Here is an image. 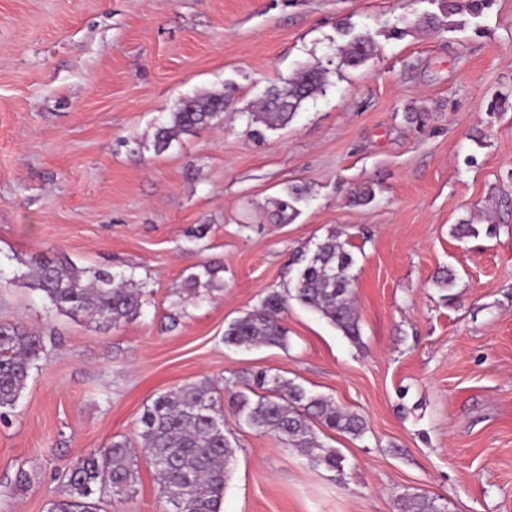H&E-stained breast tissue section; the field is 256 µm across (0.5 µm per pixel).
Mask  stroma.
<instances>
[{
  "label": "stroma",
  "instance_id": "stroma-1",
  "mask_svg": "<svg viewBox=\"0 0 512 512\" xmlns=\"http://www.w3.org/2000/svg\"><path fill=\"white\" fill-rule=\"evenodd\" d=\"M441 0H0V323L52 334L0 422V512H46L78 458L134 436L184 382L224 392L265 370L368 422L325 431L342 469L309 466L225 415L237 448L222 512H512V0L417 28ZM370 33L366 65L250 136L270 82ZM230 90L210 125L156 152L179 102ZM500 111H492L494 103ZM308 193L282 223L272 201ZM371 202L355 204V190ZM475 236L457 240L454 225ZM336 230L352 253L362 342L290 303L287 347L226 346L228 323L287 288L296 255ZM142 286L139 316L103 331L30 288L36 260ZM453 272L440 294L436 277ZM141 465L106 512H161ZM442 498L426 494H400L396 505L400 512H446Z\"/></svg>",
  "mask_w": 512,
  "mask_h": 512
}]
</instances>
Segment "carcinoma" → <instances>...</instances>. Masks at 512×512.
I'll use <instances>...</instances> for the list:
<instances>
[{"label":"carcinoma","instance_id":"obj_1","mask_svg":"<svg viewBox=\"0 0 512 512\" xmlns=\"http://www.w3.org/2000/svg\"><path fill=\"white\" fill-rule=\"evenodd\" d=\"M493 0H446V14L464 9L475 14ZM370 35H357L344 48L337 67L358 68L373 56ZM328 68L317 63L300 70L282 84H274L250 112L251 121L269 129L287 125L303 103L327 92ZM231 101L220 92L183 99L170 123L158 128L154 147L165 151L179 135L219 118ZM307 194L290 186L276 201L277 216L292 219ZM354 265L334 231L302 254L296 275L283 291H273L261 305L228 324L224 343L237 348L262 345L284 347L287 330L282 324L289 302L295 300L318 313L354 343L361 327L354 302ZM30 287L43 293L56 310L83 314L108 329L140 314L142 291L131 277L108 269H80L66 260L35 263ZM51 337L19 323H0V416L13 409L27 387L32 370L49 353ZM241 426L270 433L293 448L312 466L338 469L344 461L314 430L322 427L361 439L369 431L364 417L331 399L315 395L302 385L265 371L245 379L243 388L228 398L207 382H190L162 392L144 407L135 449L123 436L91 453L62 473V489L46 512H101L104 497L129 498L139 480V461L153 469L165 512H221L224 489L236 448L224 432V411ZM398 512H446L440 498L404 493L397 497Z\"/></svg>","mask_w":512,"mask_h":512}]
</instances>
